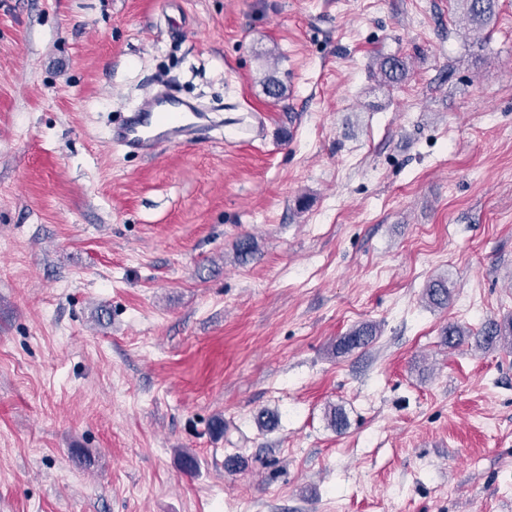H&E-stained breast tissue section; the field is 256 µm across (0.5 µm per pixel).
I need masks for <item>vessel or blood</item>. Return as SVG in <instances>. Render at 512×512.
I'll use <instances>...</instances> for the list:
<instances>
[{
	"label": "vessel or blood",
	"instance_id": "b4317fda",
	"mask_svg": "<svg viewBox=\"0 0 512 512\" xmlns=\"http://www.w3.org/2000/svg\"><path fill=\"white\" fill-rule=\"evenodd\" d=\"M198 114V109L194 108L180 113L176 121H168L161 94L150 95L134 112L128 113L120 125L112 128L108 141L125 150L150 156L161 143L189 135Z\"/></svg>",
	"mask_w": 512,
	"mask_h": 512
}]
</instances>
